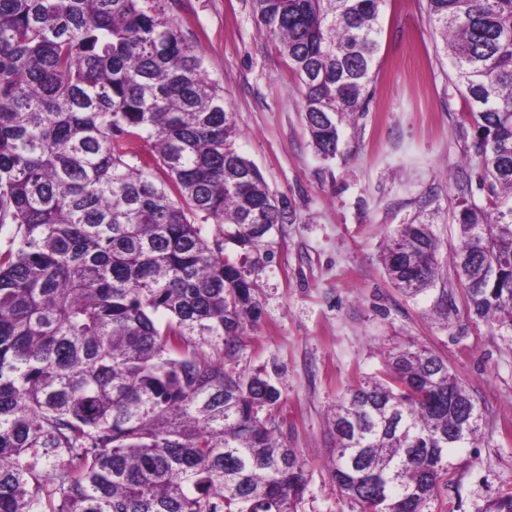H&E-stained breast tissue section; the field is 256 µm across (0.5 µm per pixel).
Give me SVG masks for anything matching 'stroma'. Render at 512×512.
<instances>
[{
    "mask_svg": "<svg viewBox=\"0 0 512 512\" xmlns=\"http://www.w3.org/2000/svg\"><path fill=\"white\" fill-rule=\"evenodd\" d=\"M160 7L222 89L239 151L290 214L253 251L224 249L253 282L261 316L223 362L265 372L280 393V432L306 463L297 512H351L326 466L332 411L389 351L410 344L439 355L483 413V439L449 449L447 484L425 512H483L512 491V344L468 319L452 264L458 194L483 203L482 162L427 0H387L366 110L329 160L310 143L302 86L258 26L252 0ZM420 223L440 242L441 275L411 296L392 284L382 256L400 225Z\"/></svg>",
    "mask_w": 512,
    "mask_h": 512,
    "instance_id": "35a3bbf8",
    "label": "stroma"
}]
</instances>
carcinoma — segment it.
I'll return each instance as SVG.
<instances>
[{
    "label": "carcinoma",
    "mask_w": 512,
    "mask_h": 512,
    "mask_svg": "<svg viewBox=\"0 0 512 512\" xmlns=\"http://www.w3.org/2000/svg\"><path fill=\"white\" fill-rule=\"evenodd\" d=\"M386 2L253 0L325 159L370 93ZM427 23L486 193L459 202L452 261L469 319L512 341V0H428ZM236 137L153 0H0V512H296L306 469L279 435L280 394L222 362L260 317L253 285L191 220L257 242L287 219ZM439 248L403 224L384 268L421 294ZM331 424L330 476L353 512H424L482 412L442 358L408 345Z\"/></svg>",
    "instance_id": "1"
}]
</instances>
